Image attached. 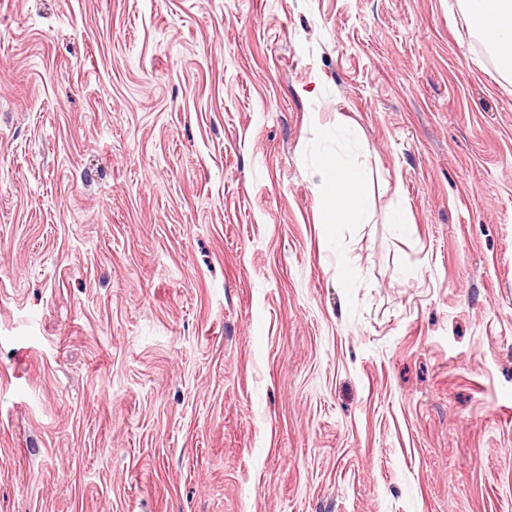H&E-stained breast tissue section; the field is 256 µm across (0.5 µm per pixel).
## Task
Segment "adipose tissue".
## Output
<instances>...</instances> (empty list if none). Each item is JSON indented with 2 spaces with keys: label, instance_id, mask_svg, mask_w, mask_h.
Masks as SVG:
<instances>
[{
  "label": "adipose tissue",
  "instance_id": "obj_1",
  "mask_svg": "<svg viewBox=\"0 0 512 512\" xmlns=\"http://www.w3.org/2000/svg\"><path fill=\"white\" fill-rule=\"evenodd\" d=\"M464 10L501 67L512 72V0H463ZM323 221L361 224L368 205V175L357 161L324 154L317 164Z\"/></svg>",
  "mask_w": 512,
  "mask_h": 512
}]
</instances>
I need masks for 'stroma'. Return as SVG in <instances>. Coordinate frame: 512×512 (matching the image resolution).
<instances>
[{
    "label": "stroma",
    "instance_id": "1",
    "mask_svg": "<svg viewBox=\"0 0 512 512\" xmlns=\"http://www.w3.org/2000/svg\"><path fill=\"white\" fill-rule=\"evenodd\" d=\"M0 512H512V74L458 0H0ZM323 202L321 224H364L368 205V175L354 159L325 153L317 164Z\"/></svg>",
    "mask_w": 512,
    "mask_h": 512
}]
</instances>
